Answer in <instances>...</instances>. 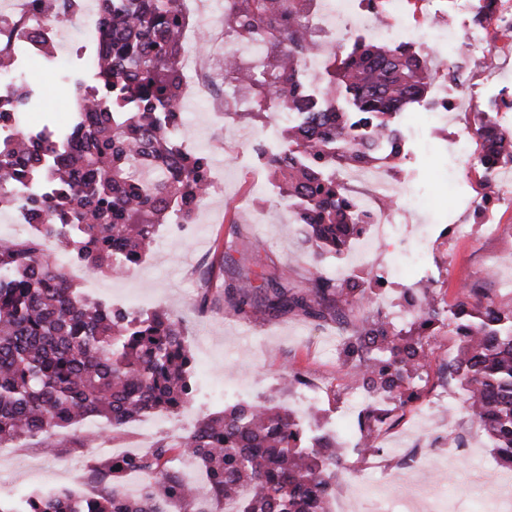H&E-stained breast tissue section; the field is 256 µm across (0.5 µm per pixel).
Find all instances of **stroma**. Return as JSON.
<instances>
[{"mask_svg": "<svg viewBox=\"0 0 512 512\" xmlns=\"http://www.w3.org/2000/svg\"><path fill=\"white\" fill-rule=\"evenodd\" d=\"M22 79L37 81L48 110L66 119L67 83L57 72L29 68ZM183 119L193 151L205 153L220 167L224 192L211 199L197 223L181 229L161 225L144 261L127 276L100 274L97 297L121 309L164 310L178 317L191 343L196 396L179 416L157 414L128 423L119 442L141 427L156 440L187 433L224 405L264 400L289 372L300 373L301 381L289 387L285 404L299 408L309 389L328 386V393L309 407V421L315 427L342 425L339 396L354 385L341 354L346 339L342 325L297 313L258 319L238 314L224 296L225 288L238 281L257 285L262 276L284 266L298 283L316 270L339 281L358 276L373 283L377 306L393 319L405 313L409 288H431L449 302L464 285L478 281L489 294L512 302V206L501 207L497 232L485 235L474 205L482 192L479 175L460 170L446 150L465 113L437 115L427 106L413 110L416 140L403 163L412 180L402 190L391 221L379 225L374 237L353 241L338 256L321 253L293 213L261 195L250 178L251 170L263 164L253 146L264 140L267 130L282 126L281 116L245 112L221 126L213 123L208 104L190 103ZM242 198L250 201V211L239 209ZM457 224L468 225V237L454 234ZM422 253L433 268L432 278L420 270ZM202 264L211 272L203 311L190 289ZM448 404L447 418L422 415L402 422L389 450L366 459L349 456L334 487L349 496L353 512H379L373 496L364 492L378 479H389L392 500L409 493L407 470L394 451L418 440L433 448L431 471L425 476L431 490L420 503L422 512H491L488 499L503 494L498 477L512 475V465L502 462L472 425L457 386H449ZM104 425L103 419L90 417L62 430L51 451L37 437L13 443L0 453V502L22 508L31 494L61 488L98 496L99 487L83 482L81 475L99 459L88 433ZM452 430L473 436L481 456H449L443 443Z\"/></svg>", "mask_w": 512, "mask_h": 512, "instance_id": "obj_1", "label": "stroma"}]
</instances>
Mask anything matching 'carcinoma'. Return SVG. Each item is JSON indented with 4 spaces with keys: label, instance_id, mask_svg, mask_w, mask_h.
<instances>
[{
    "label": "carcinoma",
    "instance_id": "carcinoma-1",
    "mask_svg": "<svg viewBox=\"0 0 512 512\" xmlns=\"http://www.w3.org/2000/svg\"><path fill=\"white\" fill-rule=\"evenodd\" d=\"M175 0H99L98 67L87 96L72 103L76 122L63 139L37 138L33 150L0 141V193L41 175L48 189L27 203L35 235L0 242V445L42 438L55 448L56 432L101 417L119 432L155 411L178 413L194 397L192 353L180 321L156 311H115L83 296L66 277L50 246L68 252L90 273H129L152 246L161 224L192 219L205 192L208 156L185 153L162 128L179 123L178 30ZM275 0H235L224 28L270 44L265 62L245 88L254 91L256 115L270 96L303 112L307 126H288V147L266 158L288 197L299 196L300 223L316 247L339 255L366 227L336 177L342 163H370L376 148L400 152L399 112L427 96L433 80L427 60L413 47L356 43L336 53L327 83L353 101L354 111L327 114L305 98L292 79L294 61L310 43L288 4V55L271 20ZM356 127L369 129L359 137ZM474 135L498 165L512 166V132L490 122ZM288 270L259 287L267 313L297 311L346 324L363 311L344 342L350 375L371 396L406 405L427 383L431 338L442 328L458 341L445 364L448 381L469 394L473 424L497 456L512 464V304L489 296L475 282L453 302L434 293L410 295L409 326H396L371 308L373 291L348 279L314 272L288 287ZM250 282L232 289L235 311H252ZM387 415L369 407L359 416L361 450L374 448ZM174 455L196 460L210 495L234 512H328L335 477L346 459L336 442L312 444L301 417L268 398L234 404L206 415L187 434L161 439L144 453L97 462L92 470L109 484L100 497L71 489L34 497L25 512H169L198 502L197 489L167 469ZM142 472L137 494L124 475Z\"/></svg>",
    "mask_w": 512,
    "mask_h": 512
}]
</instances>
